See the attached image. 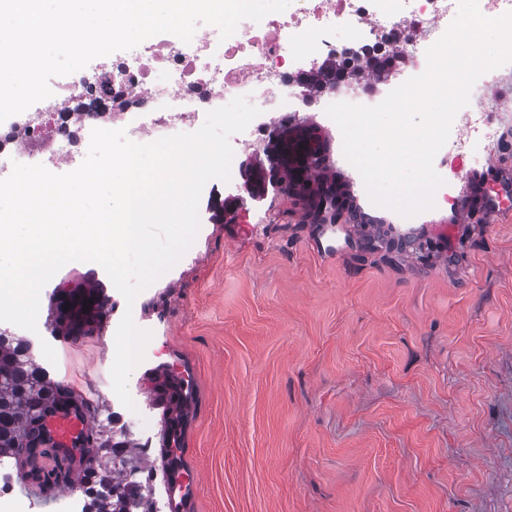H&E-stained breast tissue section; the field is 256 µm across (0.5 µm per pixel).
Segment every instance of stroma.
I'll return each instance as SVG.
<instances>
[{
  "label": "stroma",
  "instance_id": "1",
  "mask_svg": "<svg viewBox=\"0 0 512 512\" xmlns=\"http://www.w3.org/2000/svg\"><path fill=\"white\" fill-rule=\"evenodd\" d=\"M293 121L319 127L345 207L247 200L134 301L152 337L128 391L151 459L158 383H192L175 448L196 489L182 506L156 479L159 512H512V211L490 207L512 180V111L491 162L440 155L469 224L374 205L339 128L311 108ZM55 353V380L115 400L111 342Z\"/></svg>",
  "mask_w": 512,
  "mask_h": 512
}]
</instances>
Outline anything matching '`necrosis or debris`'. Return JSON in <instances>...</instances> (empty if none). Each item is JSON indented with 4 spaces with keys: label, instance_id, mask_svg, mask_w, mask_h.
I'll use <instances>...</instances> for the list:
<instances>
[{
    "label": "necrosis or debris",
    "instance_id": "necrosis-or-debris-1",
    "mask_svg": "<svg viewBox=\"0 0 512 512\" xmlns=\"http://www.w3.org/2000/svg\"><path fill=\"white\" fill-rule=\"evenodd\" d=\"M459 0H291L287 13L261 22L242 20L229 38L199 26L190 42L158 34L139 46L67 75L53 95L0 123V179L14 163L75 170L85 159L93 129H121L148 144L202 127L208 111L239 96L261 111L232 135L234 152L287 122L292 98L304 91L325 60L402 56L408 66L391 80L401 84L427 68V51L448 30ZM378 85L339 78L317 97L375 105Z\"/></svg>",
    "mask_w": 512,
    "mask_h": 512
}]
</instances>
